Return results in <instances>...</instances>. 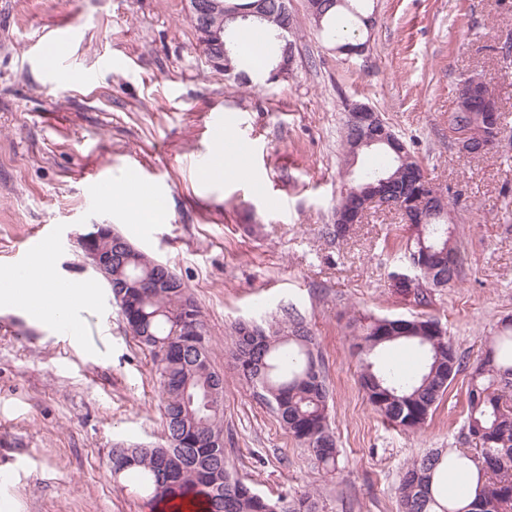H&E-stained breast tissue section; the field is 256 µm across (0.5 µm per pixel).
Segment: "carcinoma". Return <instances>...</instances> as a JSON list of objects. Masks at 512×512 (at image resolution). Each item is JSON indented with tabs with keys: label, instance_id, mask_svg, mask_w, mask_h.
I'll list each match as a JSON object with an SVG mask.
<instances>
[{
	"label": "carcinoma",
	"instance_id": "obj_1",
	"mask_svg": "<svg viewBox=\"0 0 512 512\" xmlns=\"http://www.w3.org/2000/svg\"><path fill=\"white\" fill-rule=\"evenodd\" d=\"M318 31L336 46L358 47L363 30L370 29L371 0H323ZM243 30L234 43L236 58L247 71H259L255 57L242 45ZM484 108L469 103L456 109L450 124L461 131L477 121ZM419 161L405 149L404 157L390 150L361 171L336 198L335 212L350 209L358 197L353 187L374 184L378 193L395 204L406 205V215L423 203L417 170ZM424 240L434 251L417 275L422 287L415 300L427 301L429 289L450 287L459 278L461 255L448 214L437 212L424 224ZM157 274L171 280L170 288L134 291L123 310L129 330L149 352L160 343L169 348L167 360H154L164 412V448H114L112 473L132 476L155 502L191 494L205 505L204 512H321L319 500L304 493L271 500L254 492L231 475L224 451V383L212 365L203 316L195 325L180 322L184 304L194 302L176 273L146 253L134 254L125 275L138 278ZM396 327L389 318L353 317V348L359 358L360 385L368 403L387 422L406 432L422 429L464 360L446 329L427 334L432 317H414ZM415 345L424 353L420 372L405 375L379 359L388 345ZM231 356L253 395L271 407L278 421L328 471L339 468L336 436L331 427V392L314 353L312 336L303 319L284 310L281 323L266 329L240 324L234 328ZM512 323L501 322L490 337L484 355L472 366L468 381L467 416L462 434L473 448H459L449 456L433 451L412 460L396 488L398 512H512ZM472 459L484 482L475 499L464 506L448 502V470Z\"/></svg>",
	"mask_w": 512,
	"mask_h": 512
}]
</instances>
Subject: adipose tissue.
Returning a JSON list of instances; mask_svg holds the SVG:
<instances>
[{"label": "adipose tissue", "mask_w": 512, "mask_h": 512, "mask_svg": "<svg viewBox=\"0 0 512 512\" xmlns=\"http://www.w3.org/2000/svg\"><path fill=\"white\" fill-rule=\"evenodd\" d=\"M112 195L129 202L138 223H156L166 214L164 197L138 187L134 181L117 185ZM57 282L53 262L46 255H37L24 270L0 275V305L21 309L49 327L68 323L72 339H79L75 315L95 301L97 285L88 281L60 290Z\"/></svg>", "instance_id": "ef3b65f1"}]
</instances>
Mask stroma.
Here are the masks:
<instances>
[{"instance_id": "stroma-1", "label": "stroma", "mask_w": 512, "mask_h": 512, "mask_svg": "<svg viewBox=\"0 0 512 512\" xmlns=\"http://www.w3.org/2000/svg\"><path fill=\"white\" fill-rule=\"evenodd\" d=\"M360 56L337 53L306 0L288 78L257 91L207 65L185 0H0V272L40 224L62 242L58 275H97L77 238L111 224L173 267L199 305L210 358L224 375V448L234 474L269 498L307 491L323 512H397L395 488L414 457L461 448L468 371L459 372L425 428L402 432L368 404L351 354L349 318H438L466 363L512 317V0H374ZM71 26L67 63L32 48ZM477 73L503 111L499 143L459 152L448 118ZM363 102L407 143L448 195L464 271L428 305L395 288L409 230L376 207L344 237L336 198L349 180L341 126ZM245 149L248 177H200L210 129ZM97 172L166 199L157 224L134 223L85 178ZM301 316L331 391L340 450L327 472L254 397L230 354L235 323ZM80 342L22 310L0 307V463L20 460L0 512H151L131 479L114 476L115 444L162 447L152 356L127 330L106 286L79 313Z\"/></svg>"}]
</instances>
